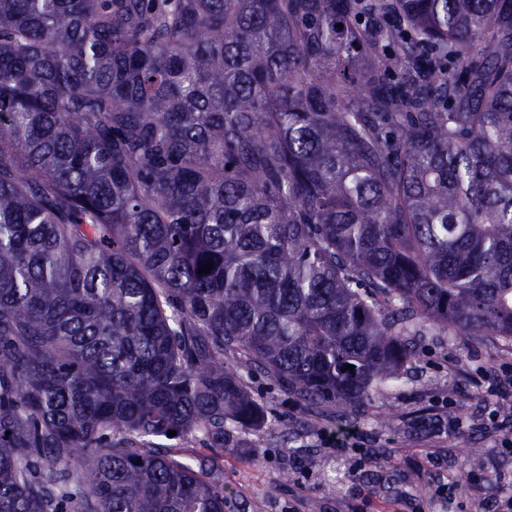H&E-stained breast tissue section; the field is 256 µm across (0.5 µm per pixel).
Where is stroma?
<instances>
[{
	"label": "stroma",
	"instance_id": "stroma-1",
	"mask_svg": "<svg viewBox=\"0 0 512 512\" xmlns=\"http://www.w3.org/2000/svg\"><path fill=\"white\" fill-rule=\"evenodd\" d=\"M398 379L357 409L307 404L264 374L245 375L265 407L222 452L228 512H475L512 496V451L484 402L512 343L426 329ZM354 427L358 448L325 447L322 430ZM432 462H425V454Z\"/></svg>",
	"mask_w": 512,
	"mask_h": 512
}]
</instances>
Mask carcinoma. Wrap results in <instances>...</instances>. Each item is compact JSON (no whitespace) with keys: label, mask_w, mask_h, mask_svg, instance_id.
Instances as JSON below:
<instances>
[{"label":"carcinoma","mask_w":512,"mask_h":512,"mask_svg":"<svg viewBox=\"0 0 512 512\" xmlns=\"http://www.w3.org/2000/svg\"><path fill=\"white\" fill-rule=\"evenodd\" d=\"M422 328L512 340V0H0V512H224L168 432Z\"/></svg>","instance_id":"obj_1"}]
</instances>
